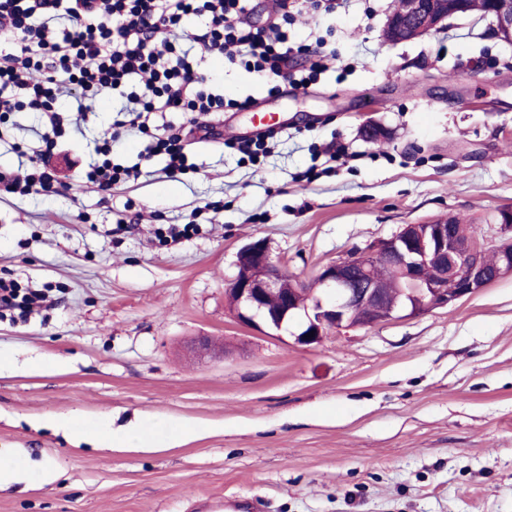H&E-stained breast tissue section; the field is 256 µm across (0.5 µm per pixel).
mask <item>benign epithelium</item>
Wrapping results in <instances>:
<instances>
[{
  "label": "benign epithelium",
  "mask_w": 512,
  "mask_h": 512,
  "mask_svg": "<svg viewBox=\"0 0 512 512\" xmlns=\"http://www.w3.org/2000/svg\"><path fill=\"white\" fill-rule=\"evenodd\" d=\"M451 15L448 0H404L402 13L388 16L383 34L399 42L417 40L441 28ZM491 16L503 40L512 43V0H495ZM380 263L400 284V295L391 303L374 275ZM236 267L224 293L234 318L259 332L278 334L298 316L300 326L292 336L311 346L333 330L372 328L447 307L512 276V240L489 249L450 223L432 221L406 224L391 237L322 266L309 283L286 274L261 238L239 249ZM359 309L367 310L362 321L353 318Z\"/></svg>",
  "instance_id": "1"
}]
</instances>
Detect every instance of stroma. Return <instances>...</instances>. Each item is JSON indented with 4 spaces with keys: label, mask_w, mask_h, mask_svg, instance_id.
<instances>
[{
    "label": "stroma",
    "mask_w": 512,
    "mask_h": 512,
    "mask_svg": "<svg viewBox=\"0 0 512 512\" xmlns=\"http://www.w3.org/2000/svg\"><path fill=\"white\" fill-rule=\"evenodd\" d=\"M393 0H345L321 21L337 57L298 98L243 66H200L233 99L288 115L258 166L228 147L250 113L215 116L191 144L104 194L84 174L123 105L103 92L67 155L65 195L0 191V279L50 299L0 314V453L22 484L0 512H512V277L455 306L314 346L238 323L224 290L236 253L265 239L310 280L403 225L457 217L488 246L512 206V43L459 16L411 42L383 26ZM37 113H13L0 173L16 171ZM338 141L358 160L324 169ZM198 212L191 237L157 231ZM138 423V446L95 448L72 425ZM53 479H46V472Z\"/></svg>",
    "instance_id": "obj_1"
}]
</instances>
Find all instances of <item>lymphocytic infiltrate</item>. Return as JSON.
Returning a JSON list of instances; mask_svg holds the SVG:
<instances>
[{
    "label": "lymphocytic infiltrate",
    "instance_id": "lymphocytic-infiltrate-1",
    "mask_svg": "<svg viewBox=\"0 0 512 512\" xmlns=\"http://www.w3.org/2000/svg\"><path fill=\"white\" fill-rule=\"evenodd\" d=\"M342 4L279 0L277 19L255 28L246 20L247 0H0V118L23 107L47 118L42 148L26 157V175L1 178L0 188L46 197L65 191L51 160L61 125L57 104L66 97L86 100L134 84L121 119L104 134L110 144L125 131H145L158 112L207 117L248 107V100L216 93L197 62L201 56L237 61L259 77L307 89L324 69L322 55L290 40L286 22L299 6L324 20ZM193 16L205 17L203 28L189 30ZM186 41L196 47L197 58L183 49ZM298 57L308 60L307 72H296ZM188 137L185 130L156 137L143 158L160 153L170 174L192 171Z\"/></svg>",
    "mask_w": 512,
    "mask_h": 512
}]
</instances>
